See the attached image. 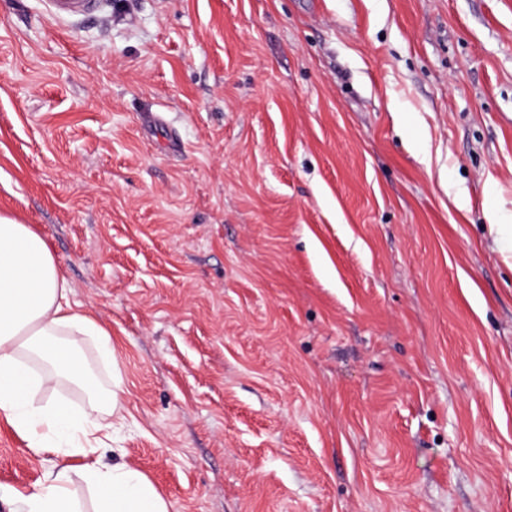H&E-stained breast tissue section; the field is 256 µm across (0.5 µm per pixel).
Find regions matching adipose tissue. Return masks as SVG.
Returning <instances> with one entry per match:
<instances>
[{
    "label": "adipose tissue",
    "mask_w": 512,
    "mask_h": 512,
    "mask_svg": "<svg viewBox=\"0 0 512 512\" xmlns=\"http://www.w3.org/2000/svg\"><path fill=\"white\" fill-rule=\"evenodd\" d=\"M71 286L47 241L31 225L0 216V418L31 448L65 441L69 455L83 457L81 477L97 503L95 512H169L151 480L127 464H102L98 451L123 417L119 359L111 333L91 315L71 308ZM91 341L114 374L103 386L81 354ZM88 396L83 411L63 398L34 406L41 389L62 384ZM17 512H80L69 466L46 472L38 492L0 486V500Z\"/></svg>",
    "instance_id": "obj_1"
}]
</instances>
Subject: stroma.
<instances>
[{
	"label": "stroma",
	"instance_id": "stroma-1",
	"mask_svg": "<svg viewBox=\"0 0 512 512\" xmlns=\"http://www.w3.org/2000/svg\"><path fill=\"white\" fill-rule=\"evenodd\" d=\"M0 0V215L111 334L170 512H512V0ZM0 421V485L47 469Z\"/></svg>",
	"mask_w": 512,
	"mask_h": 512
}]
</instances>
